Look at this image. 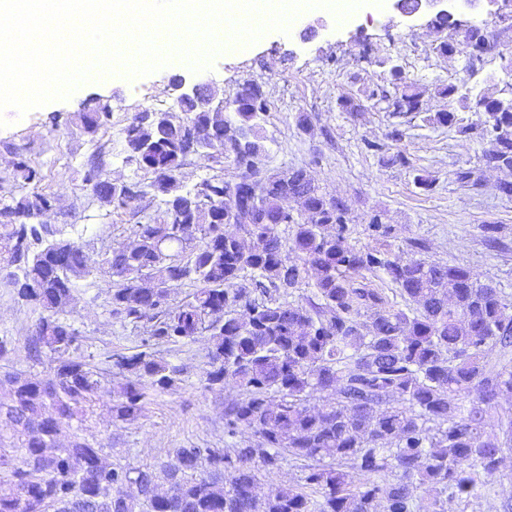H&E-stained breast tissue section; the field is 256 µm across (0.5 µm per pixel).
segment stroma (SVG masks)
<instances>
[{"instance_id":"1","label":"stroma","mask_w":512,"mask_h":512,"mask_svg":"<svg viewBox=\"0 0 512 512\" xmlns=\"http://www.w3.org/2000/svg\"><path fill=\"white\" fill-rule=\"evenodd\" d=\"M466 18L484 25L497 40L493 53L479 58L465 53L439 56L435 48L447 34L431 25L430 14L407 22L389 6L367 5L343 26L330 12L306 14L304 24L314 28L308 39L295 32H266L241 54H217L197 77L226 99L248 81L264 84L269 110L259 121L262 169L304 170L324 193L343 200L351 245L384 248L406 260L413 255L411 241H420L426 245L422 258L469 267L481 281L512 296V198L499 191L501 182H512V169L482 166V113L460 107L452 125L432 121L444 105L436 90L448 83L466 86L476 95L512 97V23L491 17L487 0ZM389 55L399 58L422 91V111L393 114L385 103L372 99V92L389 83L386 68L379 64ZM171 76L165 67L139 78L94 79L68 99L25 115L7 111L8 123L0 127V199H18L34 189L13 168L17 156H25L42 170L35 189L53 201L43 223L63 229L100 259L113 247L131 243L136 224L161 218L158 201L146 196L128 208L113 209L86 187V163L97 158L115 182L149 183V174L127 159V130L139 112L170 108L175 97ZM345 96L359 103L358 111L340 108ZM100 105L108 106L110 118L95 132H85L80 114ZM302 114L309 117L304 127L298 123ZM396 129L402 133L397 140L392 137ZM371 142L381 144V151L368 150ZM396 153L404 155V164H387V157ZM468 168L476 171L477 180L458 182L456 171ZM420 175L432 179V188H420ZM379 212L392 226L385 238L368 229L371 215ZM487 224L500 225L501 246L484 243ZM107 289L103 278L80 280L63 317L80 333L78 355L102 379L117 383L121 377L112 365L113 356L138 351L144 333L142 327L112 316ZM38 318V310L18 299L13 286L0 278V336L12 339V352L0 368L48 373V357H34L29 349ZM155 351L159 358L184 367L181 383L165 392H148L143 412L133 423L113 420L111 401L105 398L73 420V429L99 443L109 461L132 467L174 462L179 448L230 445L224 406L241 391L231 381L206 389L207 338L159 342Z\"/></svg>"}]
</instances>
